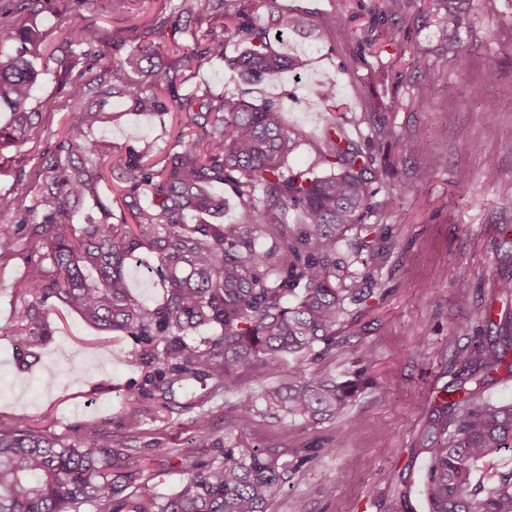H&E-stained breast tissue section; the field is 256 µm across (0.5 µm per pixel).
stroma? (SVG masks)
Listing matches in <instances>:
<instances>
[{
    "label": "stroma",
    "instance_id": "35a3bbf8",
    "mask_svg": "<svg viewBox=\"0 0 512 512\" xmlns=\"http://www.w3.org/2000/svg\"><path fill=\"white\" fill-rule=\"evenodd\" d=\"M179 0H128L125 11L107 0H54L18 13V22L36 28L43 54L31 105L38 117L31 137L0 164V195L13 198L11 222L27 219L33 176L42 154L60 138L74 106L60 84L58 59L69 78L90 79L82 53L63 55L67 29L92 24L106 40L130 47L154 43L170 48L174 9ZM374 0H278L280 10L304 14L308 28L289 34L291 53L306 59L300 70H287L246 84L223 62L213 61L184 73L181 92L195 88L213 93H242L253 103L280 101L287 127L303 144L292 162H316V146L331 114L363 115L360 132L374 136L392 168L396 206L386 217L394 243L381 271L383 294L368 301L341 332L338 346L320 358L287 357L280 375L251 372L246 386L258 394L306 375L342 377L362 370L371 386L331 419L304 420L289 409L278 417H242L238 393L211 391L202 381L177 392L186 411L148 413L130 430L124 409L137 397L141 370L125 362V341L106 339L75 313H52L56 334L39 358L23 354L18 337L5 335L25 303L15 288L27 272L24 246L0 254V425L39 426L67 434L85 421H98L113 446L126 447L147 467L139 490L164 499L186 483L188 462L222 459L218 448L197 447L196 418L205 416L215 433L232 431L259 448H273L292 469L271 500L268 512H390L401 488H409L414 512H427L423 478L422 428L430 404L453 379L454 349L448 335L468 338L480 326L484 305L502 270L500 230L512 226V196L501 184L512 181V0H470L468 23L459 32L461 55L428 80L419 50L438 44L436 28L424 18L428 0H411L401 19V38L387 42L386 22L370 23ZM346 18L349 36L323 24L325 15ZM334 78V113H326L314 95L317 82ZM497 103L494 116L484 100ZM113 119L99 123L95 137L109 149L153 140L165 156L174 139L158 118L110 107ZM466 305H458L459 296ZM167 449L157 462L156 449ZM307 460L298 463V452ZM403 475L404 484L392 483Z\"/></svg>",
    "mask_w": 512,
    "mask_h": 512
}]
</instances>
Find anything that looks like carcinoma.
Here are the masks:
<instances>
[{"label": "carcinoma", "instance_id": "cac0c4a2", "mask_svg": "<svg viewBox=\"0 0 512 512\" xmlns=\"http://www.w3.org/2000/svg\"><path fill=\"white\" fill-rule=\"evenodd\" d=\"M24 2L0 0V30L10 27L12 41L8 48L0 43V109L8 112L0 158L26 142L37 117L29 108L37 35L13 21ZM235 2L181 0L185 23L174 24L181 40L164 68L147 44L120 55L98 29L72 30L68 52L81 48L88 69L99 74L70 84L76 106L37 170L28 211L39 218L18 231L38 259L17 285L28 303L12 335L38 357L55 335L50 312L60 306L127 342L125 361L144 371L141 396L157 411L173 409L175 388L201 380L215 393H240L247 415L259 407L274 415L286 405L302 418L334 416L368 382L316 377L255 397L244 390L245 377L257 361L278 374L289 354L336 347L349 318L381 292L379 270L394 244L385 226L368 219L391 212L392 171L378 165L371 141L352 136L350 127L365 121L356 114L326 124L316 164L292 167L288 157L300 135L284 125L278 100L257 105L237 94L180 92L183 72L215 58L247 83L305 66L284 41L307 26L305 16L261 0L271 21L260 22ZM433 2L428 18L439 28L441 48L428 68L432 78L448 56L459 55L456 31L468 20V0ZM407 6L408 0H380L377 10L395 17ZM211 15L224 16L220 30L193 27ZM236 45L243 50L228 52ZM316 96L331 107L336 80L325 79ZM115 99L162 120L186 116L163 159L148 140L116 153L118 215L99 197L108 150L93 135ZM226 192L238 222L219 221ZM88 197L97 200L98 216L77 226L74 208ZM188 212L195 223L184 221ZM145 251L164 288L155 305L134 295L128 282L130 262ZM496 296L512 302V272L500 274ZM485 324L464 346L448 335L459 371L435 398L424 428L428 512H512L511 465L475 476L478 463L512 452V405L485 397L503 372L512 376V310L497 314L488 306ZM146 411L131 401L128 427L137 428ZM197 438L204 448H224V460L191 463L185 486L161 501L133 489L142 469L91 422L68 435L0 426V512H267L288 475L281 454L240 437L217 438L204 421Z\"/></svg>", "mask_w": 512, "mask_h": 512}]
</instances>
